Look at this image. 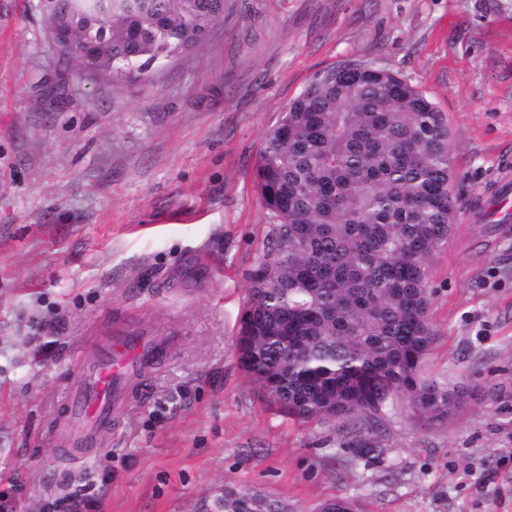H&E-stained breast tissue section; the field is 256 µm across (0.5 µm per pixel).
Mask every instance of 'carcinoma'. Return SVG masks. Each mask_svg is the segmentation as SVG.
<instances>
[{
	"instance_id": "carcinoma-1",
	"label": "carcinoma",
	"mask_w": 512,
	"mask_h": 512,
	"mask_svg": "<svg viewBox=\"0 0 512 512\" xmlns=\"http://www.w3.org/2000/svg\"><path fill=\"white\" fill-rule=\"evenodd\" d=\"M74 35L112 29L116 77L162 44L184 55L192 33L224 19L227 0H61ZM315 76L262 136L254 183L268 250L236 345L246 373L289 416L344 427L384 425L397 399L422 428L445 426L473 394L427 369L430 264L454 234L445 113L390 70ZM224 512H293L250 489H224ZM315 512H362L336 498Z\"/></svg>"
}]
</instances>
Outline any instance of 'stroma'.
Here are the masks:
<instances>
[{
	"label": "stroma",
	"mask_w": 512,
	"mask_h": 512,
	"mask_svg": "<svg viewBox=\"0 0 512 512\" xmlns=\"http://www.w3.org/2000/svg\"><path fill=\"white\" fill-rule=\"evenodd\" d=\"M38 0H0V498L82 491L89 512H211L248 487L310 512H512V224L486 204L512 163V0H233L188 58L119 85L69 72ZM398 72L446 112L454 236L431 262V371L474 389L446 426L395 403L354 459L239 366L235 334L268 218L262 135L319 72ZM114 323L177 337L142 372L88 461L50 427L85 336Z\"/></svg>",
	"instance_id": "obj_1"
}]
</instances>
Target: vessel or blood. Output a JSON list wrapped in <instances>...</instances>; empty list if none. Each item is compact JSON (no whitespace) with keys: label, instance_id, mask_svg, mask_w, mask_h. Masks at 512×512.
Masks as SVG:
<instances>
[{"label":"vessel or blood","instance_id":"b4317fda","mask_svg":"<svg viewBox=\"0 0 512 512\" xmlns=\"http://www.w3.org/2000/svg\"><path fill=\"white\" fill-rule=\"evenodd\" d=\"M174 342V336L158 326L118 324L88 337L83 372L63 400L67 414L56 429L57 446L68 452L96 443L123 407L135 376L164 358Z\"/></svg>","mask_w":512,"mask_h":512}]
</instances>
